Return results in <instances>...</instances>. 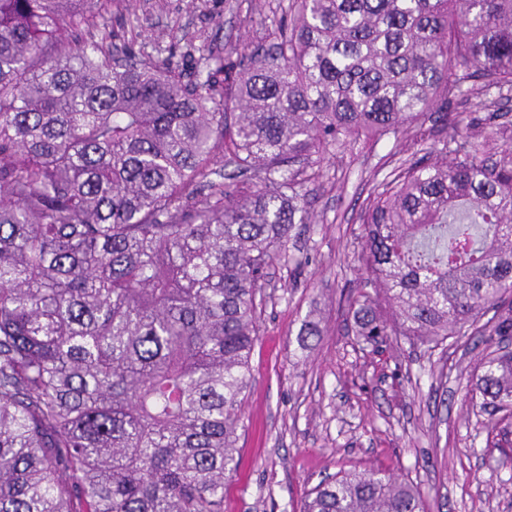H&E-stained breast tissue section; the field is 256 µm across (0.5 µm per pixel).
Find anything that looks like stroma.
I'll return each instance as SVG.
<instances>
[{
	"instance_id": "1",
	"label": "stroma",
	"mask_w": 512,
	"mask_h": 512,
	"mask_svg": "<svg viewBox=\"0 0 512 512\" xmlns=\"http://www.w3.org/2000/svg\"><path fill=\"white\" fill-rule=\"evenodd\" d=\"M280 0H113L97 32L138 36L152 57L171 44L216 58L244 43L265 48ZM415 131L338 154L305 183L304 221L272 267L251 353L239 430V469L224 512H300L307 491L340 467H375L418 487L428 512H512V465L489 446L467 385L486 353L476 340L429 350L400 342L399 356L359 344L342 301L356 286L360 212L382 164L407 158ZM317 330L310 349L297 335Z\"/></svg>"
}]
</instances>
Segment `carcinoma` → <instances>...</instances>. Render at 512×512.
I'll list each match as a JSON object with an SVG mask.
<instances>
[{
    "label": "carcinoma",
    "mask_w": 512,
    "mask_h": 512,
    "mask_svg": "<svg viewBox=\"0 0 512 512\" xmlns=\"http://www.w3.org/2000/svg\"><path fill=\"white\" fill-rule=\"evenodd\" d=\"M103 0H0V512H224L268 270L333 152L452 129L377 182L355 335L495 350L468 399L512 419V0H288L215 63L86 42ZM502 139L489 153V142ZM301 512H427L340 469ZM448 112H507L505 117H499L497 122H512V89L493 88L486 91L480 88V83H475L466 105H448Z\"/></svg>",
    "instance_id": "cac0c4a2"
}]
</instances>
